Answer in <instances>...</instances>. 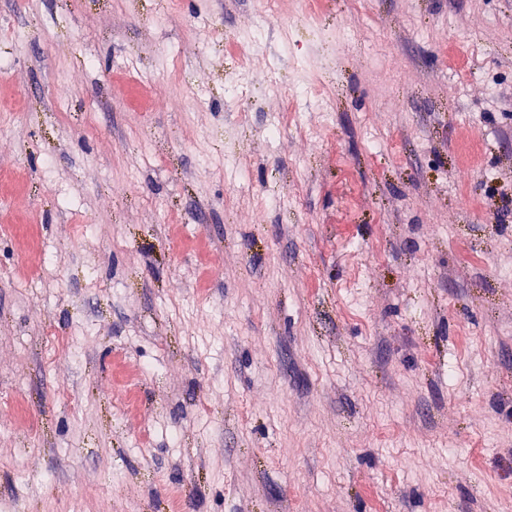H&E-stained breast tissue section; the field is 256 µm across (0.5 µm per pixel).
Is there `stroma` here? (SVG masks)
Listing matches in <instances>:
<instances>
[{"instance_id": "35a3bbf8", "label": "stroma", "mask_w": 512, "mask_h": 512, "mask_svg": "<svg viewBox=\"0 0 512 512\" xmlns=\"http://www.w3.org/2000/svg\"><path fill=\"white\" fill-rule=\"evenodd\" d=\"M321 3L0 0V512H512V0ZM302 2L299 15L303 18L309 31V52L295 66L300 74V79L293 86L291 94L282 100L281 117L279 116L277 124L271 128L273 133L281 134L288 126V122L297 127L299 113L294 108V101H297L298 96H306L315 100L322 98L320 76L328 60L329 47L336 41V33L322 27L319 23L318 1L304 0Z\"/></svg>"}]
</instances>
